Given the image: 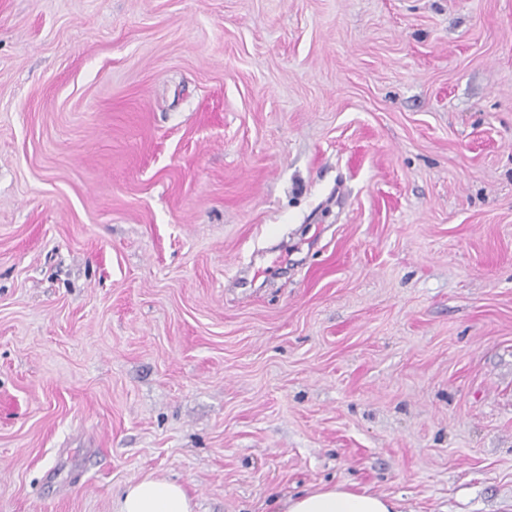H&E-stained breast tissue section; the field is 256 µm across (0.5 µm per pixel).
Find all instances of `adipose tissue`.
<instances>
[{"label":"adipose tissue","mask_w":512,"mask_h":512,"mask_svg":"<svg viewBox=\"0 0 512 512\" xmlns=\"http://www.w3.org/2000/svg\"><path fill=\"white\" fill-rule=\"evenodd\" d=\"M116 505L117 512H193L181 485L149 475L129 483ZM280 507L282 512H396L397 504L384 495L334 484L287 497Z\"/></svg>","instance_id":"obj_1"}]
</instances>
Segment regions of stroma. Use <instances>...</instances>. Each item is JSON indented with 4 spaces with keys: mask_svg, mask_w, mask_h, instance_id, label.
Instances as JSON below:
<instances>
[{
    "mask_svg": "<svg viewBox=\"0 0 512 512\" xmlns=\"http://www.w3.org/2000/svg\"><path fill=\"white\" fill-rule=\"evenodd\" d=\"M512 512V0H0V512ZM116 505V512H193L181 485L150 475L129 483ZM277 512H397L398 504L387 496L356 492L344 484L323 485L278 501Z\"/></svg>",
    "mask_w": 512,
    "mask_h": 512,
    "instance_id": "obj_1",
    "label": "stroma"
}]
</instances>
